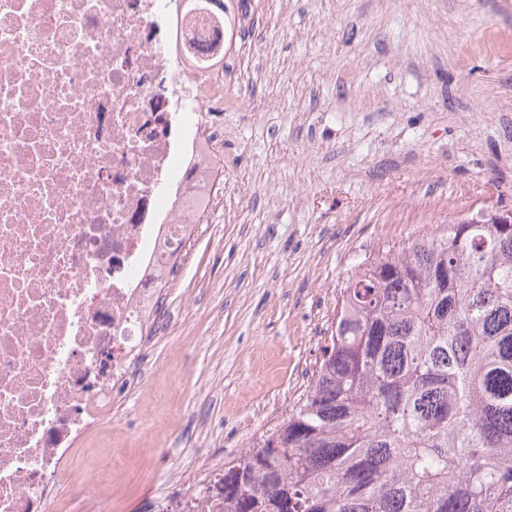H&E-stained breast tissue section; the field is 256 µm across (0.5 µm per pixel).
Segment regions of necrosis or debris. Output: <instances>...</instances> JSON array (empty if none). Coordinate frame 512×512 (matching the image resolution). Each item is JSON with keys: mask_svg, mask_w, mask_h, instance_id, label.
Wrapping results in <instances>:
<instances>
[{"mask_svg": "<svg viewBox=\"0 0 512 512\" xmlns=\"http://www.w3.org/2000/svg\"><path fill=\"white\" fill-rule=\"evenodd\" d=\"M222 0H0V512H112L76 447L169 322L172 260L224 181Z\"/></svg>", "mask_w": 512, "mask_h": 512, "instance_id": "obj_1", "label": "necrosis or debris"}]
</instances>
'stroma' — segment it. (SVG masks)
Listing matches in <instances>:
<instances>
[{
  "instance_id": "obj_1",
  "label": "stroma",
  "mask_w": 512,
  "mask_h": 512,
  "mask_svg": "<svg viewBox=\"0 0 512 512\" xmlns=\"http://www.w3.org/2000/svg\"><path fill=\"white\" fill-rule=\"evenodd\" d=\"M251 30L224 113V207L166 288L153 424L121 442L149 512L169 451L231 461L304 391L356 259L512 208V0H229Z\"/></svg>"
}]
</instances>
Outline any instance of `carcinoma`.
<instances>
[{"instance_id":"1","label":"carcinoma","mask_w":512,"mask_h":512,"mask_svg":"<svg viewBox=\"0 0 512 512\" xmlns=\"http://www.w3.org/2000/svg\"><path fill=\"white\" fill-rule=\"evenodd\" d=\"M210 487L223 512H512V224L356 261L297 404Z\"/></svg>"}]
</instances>
